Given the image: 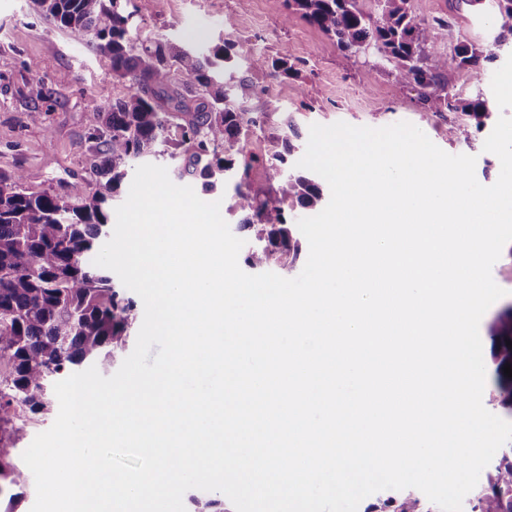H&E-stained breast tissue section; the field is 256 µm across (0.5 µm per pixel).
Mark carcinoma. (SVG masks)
Listing matches in <instances>:
<instances>
[{
  "label": "carcinoma",
  "mask_w": 512,
  "mask_h": 512,
  "mask_svg": "<svg viewBox=\"0 0 512 512\" xmlns=\"http://www.w3.org/2000/svg\"><path fill=\"white\" fill-rule=\"evenodd\" d=\"M124 0H35L43 18L77 39L95 38V48L110 60L112 76L128 79L133 90L107 106L87 113L92 135L103 139V157L93 165L98 188L74 206L65 198L33 193L27 169L0 173V499L14 512L12 490L27 475L14 462L20 422L45 415L53 407L51 379L69 376L90 364L106 370L126 345L127 330L137 319V302L118 287L109 270L93 264L98 240L112 220V201L131 161L155 156L162 148L183 158L179 175L211 179L240 170L248 175V113L230 104L224 70L246 53L233 40L200 51L165 38L143 40L133 32ZM494 45L512 36V0H494ZM290 15L317 26L352 54L374 50L391 65L402 84L418 89L431 112H463L482 128L488 100L463 98L451 89L445 73L465 68L481 77L482 62L494 58L460 41L446 54L434 44L448 31V21L425 22L412 12L410 0H378L375 16L359 0H284ZM271 136L266 170L277 183L272 196L234 188L233 209L240 226L255 230L261 246L245 258L248 267H287L299 245L295 224L283 204L314 208L322 190L314 180L286 173L294 145L289 133ZM498 338L512 337V303L489 325Z\"/></svg>",
  "instance_id": "carcinoma-1"
}]
</instances>
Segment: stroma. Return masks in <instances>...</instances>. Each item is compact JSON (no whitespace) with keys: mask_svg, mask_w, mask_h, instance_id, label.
Returning a JSON list of instances; mask_svg holds the SVG:
<instances>
[{"mask_svg":"<svg viewBox=\"0 0 512 512\" xmlns=\"http://www.w3.org/2000/svg\"><path fill=\"white\" fill-rule=\"evenodd\" d=\"M412 7L420 20L447 19L448 34L439 40L443 50L460 39L492 47L489 8L462 0H412ZM128 9L144 39L164 37L204 49L228 38L268 60L286 55L294 63L296 74L286 77L242 62L228 82L234 104L253 120L247 130L255 157L248 177L252 193L265 196L276 189L265 169L270 134L295 129L300 158L311 124L338 121L375 128L410 122L445 152L475 156L481 184L492 185L499 176V159L483 145L499 116L512 117V108L493 109L482 130L464 113L429 111L412 86L395 82L388 64L372 54L341 51L318 28L288 16L283 0H130ZM35 74L44 82L39 99L29 94ZM131 89L129 81L113 78L92 38L74 39L45 22L33 0H0V172L31 170L30 192L80 203L97 188L91 163L102 147L86 114ZM452 124L465 128L468 139H449Z\"/></svg>","mask_w":512,"mask_h":512,"instance_id":"35a3bbf8","label":"stroma"}]
</instances>
